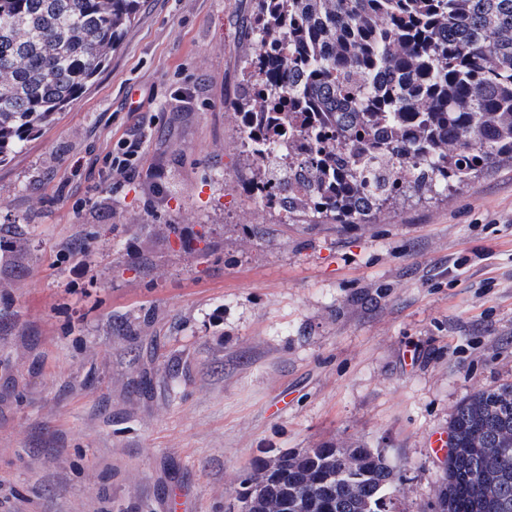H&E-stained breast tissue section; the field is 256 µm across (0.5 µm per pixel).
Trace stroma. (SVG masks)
I'll return each instance as SVG.
<instances>
[{"instance_id": "35a3bbf8", "label": "stroma", "mask_w": 512, "mask_h": 512, "mask_svg": "<svg viewBox=\"0 0 512 512\" xmlns=\"http://www.w3.org/2000/svg\"><path fill=\"white\" fill-rule=\"evenodd\" d=\"M252 12L145 0L0 164V512H228L263 451L329 445L384 450L402 512H432L431 437L512 383V161L366 224L281 223L240 182Z\"/></svg>"}]
</instances>
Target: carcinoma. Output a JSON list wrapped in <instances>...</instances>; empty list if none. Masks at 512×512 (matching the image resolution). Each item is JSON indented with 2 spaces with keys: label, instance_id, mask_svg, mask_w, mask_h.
Instances as JSON below:
<instances>
[{
  "label": "carcinoma",
  "instance_id": "obj_1",
  "mask_svg": "<svg viewBox=\"0 0 512 512\" xmlns=\"http://www.w3.org/2000/svg\"><path fill=\"white\" fill-rule=\"evenodd\" d=\"M143 0H0V163L80 98ZM234 110L249 196L281 223L363 224L512 160V0H256ZM282 130H277V127ZM512 384L465 398L435 512H512ZM288 478L240 482L250 512H402L373 448L278 451ZM331 457H359L342 473Z\"/></svg>",
  "mask_w": 512,
  "mask_h": 512
}]
</instances>
